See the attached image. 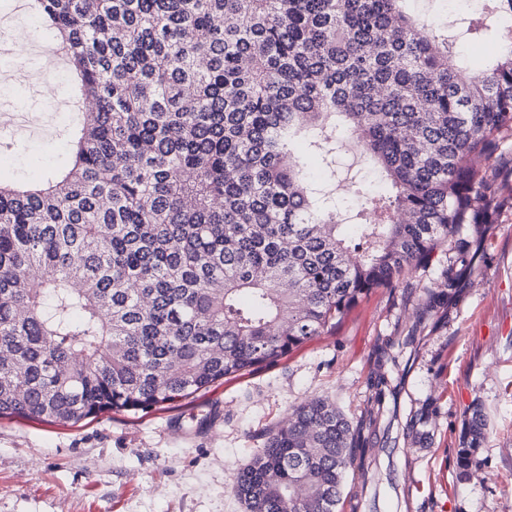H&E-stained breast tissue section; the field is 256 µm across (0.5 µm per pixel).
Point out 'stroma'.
Here are the masks:
<instances>
[{"label": "stroma", "instance_id": "35a3bbf8", "mask_svg": "<svg viewBox=\"0 0 512 512\" xmlns=\"http://www.w3.org/2000/svg\"><path fill=\"white\" fill-rule=\"evenodd\" d=\"M29 47L21 78L0 81V178L38 183L71 161L68 130L79 116L64 91H46L40 67L53 59L42 22L12 0L0 11V60L17 40ZM495 191L480 230L374 289L336 325L276 362L224 377L189 399L75 425L0 418V512H245L236 475L286 420L314 398L336 404L353 426L372 408L379 347L430 314L404 376L403 410L427 408V439L405 436L393 456L409 512H512V138L478 159ZM465 255L471 271L454 259ZM459 273L458 293L426 307L428 290ZM482 405L490 433L481 464L457 476L463 413Z\"/></svg>", "mask_w": 512, "mask_h": 512}]
</instances>
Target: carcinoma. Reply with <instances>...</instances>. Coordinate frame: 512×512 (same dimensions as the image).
Listing matches in <instances>:
<instances>
[{
  "label": "carcinoma",
  "instance_id": "cac0c4a2",
  "mask_svg": "<svg viewBox=\"0 0 512 512\" xmlns=\"http://www.w3.org/2000/svg\"><path fill=\"white\" fill-rule=\"evenodd\" d=\"M408 0H38L90 104L73 159L34 187L0 180V417L75 425L186 399L281 358L389 287L494 205L474 160L512 136V0L473 70ZM355 146L384 189L336 194ZM319 160L313 175L310 157ZM355 428L320 399L238 472L246 512H338L398 447L392 369ZM370 431L372 455L363 447ZM488 414L456 465L479 464Z\"/></svg>",
  "mask_w": 512,
  "mask_h": 512
}]
</instances>
